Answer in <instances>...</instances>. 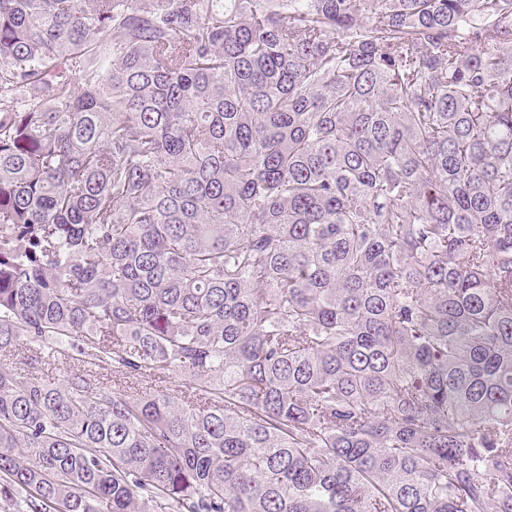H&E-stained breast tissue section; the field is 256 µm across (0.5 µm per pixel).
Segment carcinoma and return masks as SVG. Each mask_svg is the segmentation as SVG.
<instances>
[{"instance_id":"1","label":"carcinoma","mask_w":512,"mask_h":512,"mask_svg":"<svg viewBox=\"0 0 512 512\" xmlns=\"http://www.w3.org/2000/svg\"><path fill=\"white\" fill-rule=\"evenodd\" d=\"M20 342L150 386L1 360L0 512H512V0H0Z\"/></svg>"}]
</instances>
